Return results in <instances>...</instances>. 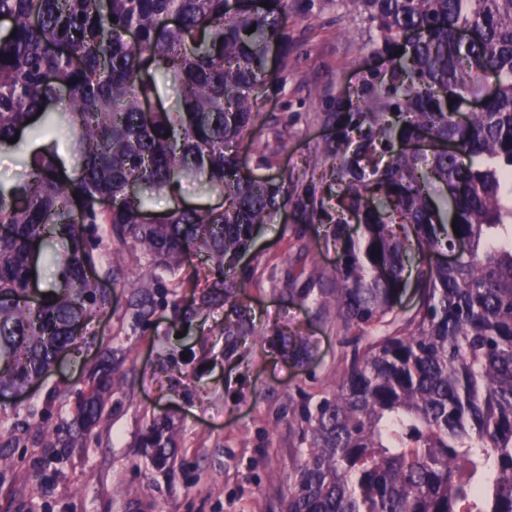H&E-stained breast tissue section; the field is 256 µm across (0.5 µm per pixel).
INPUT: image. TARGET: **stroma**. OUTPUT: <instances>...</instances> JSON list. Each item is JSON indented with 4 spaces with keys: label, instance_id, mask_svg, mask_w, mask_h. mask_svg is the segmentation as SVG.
Segmentation results:
<instances>
[{
    "label": "stroma",
    "instance_id": "stroma-1",
    "mask_svg": "<svg viewBox=\"0 0 512 512\" xmlns=\"http://www.w3.org/2000/svg\"><path fill=\"white\" fill-rule=\"evenodd\" d=\"M288 3V75L257 99L263 119L237 146L256 178L304 186L314 158L330 150L327 117L337 99L363 71L386 70L391 60L372 52L367 23L345 15L338 0ZM259 143L273 153L271 164L254 154ZM335 216L332 202L315 223L288 209L256 229L226 273L191 252L179 274L157 286L135 255L118 284L108 261L98 263L91 275L111 292V307L86 321L81 343L47 377L0 402V435L19 439L0 465V512H281L296 462L295 418L348 363L336 313L319 305L317 277L342 256ZM219 280L241 285L253 335L225 338L223 301L196 312ZM142 286L158 289L147 321L129 302ZM104 343L126 377L108 401L107 421L61 449V461L49 460L30 417L69 422ZM161 415L179 431L170 471L156 469L140 446Z\"/></svg>",
    "mask_w": 512,
    "mask_h": 512
}]
</instances>
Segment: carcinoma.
Listing matches in <instances>:
<instances>
[{"label":"carcinoma","mask_w":512,"mask_h":512,"mask_svg":"<svg viewBox=\"0 0 512 512\" xmlns=\"http://www.w3.org/2000/svg\"><path fill=\"white\" fill-rule=\"evenodd\" d=\"M342 2L392 65L363 72L330 116L334 235L352 222L362 234L343 241L321 301L351 355L299 412L281 512H512V0ZM0 20V149H21L18 182L0 184V394L46 376L112 305L86 275L101 257L115 281L132 253L161 274L191 251L222 270L291 203L312 222L326 211L322 190L258 180L229 150L288 73V0H0ZM473 97L480 111L458 123ZM58 127L82 164L76 182L54 146L21 147ZM423 131L453 151L396 150ZM185 182L224 206L152 212ZM458 241L455 265L435 262ZM46 253L57 279L29 306ZM410 280L418 301L400 317ZM131 300L153 315L148 289ZM231 313L224 335L247 332L242 306ZM112 357L99 347L69 424H35L42 447L69 448L104 420L122 383ZM142 445L173 466L171 419H154Z\"/></svg>","instance_id":"cac0c4a2"}]
</instances>
